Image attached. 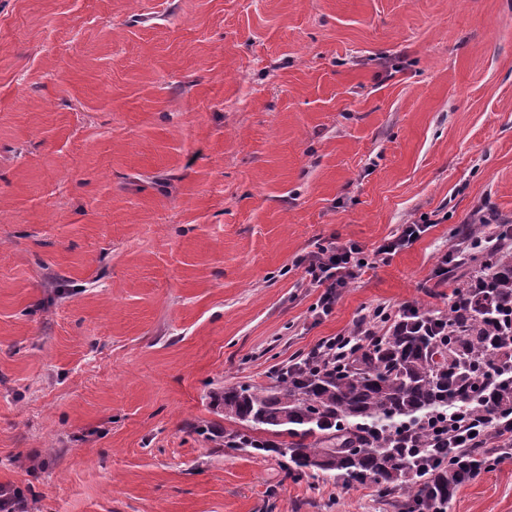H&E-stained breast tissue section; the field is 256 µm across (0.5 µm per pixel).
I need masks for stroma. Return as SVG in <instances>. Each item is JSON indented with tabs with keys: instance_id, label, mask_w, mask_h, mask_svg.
Wrapping results in <instances>:
<instances>
[{
	"instance_id": "stroma-1",
	"label": "stroma",
	"mask_w": 512,
	"mask_h": 512,
	"mask_svg": "<svg viewBox=\"0 0 512 512\" xmlns=\"http://www.w3.org/2000/svg\"><path fill=\"white\" fill-rule=\"evenodd\" d=\"M512 223V0H0V485L36 512H395L221 447L213 391ZM428 230L382 258L409 223ZM374 264L329 315L299 257ZM446 512H512V459Z\"/></svg>"
}]
</instances>
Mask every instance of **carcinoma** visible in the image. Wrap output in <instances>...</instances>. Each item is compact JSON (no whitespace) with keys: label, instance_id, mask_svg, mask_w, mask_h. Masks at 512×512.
<instances>
[{"label":"carcinoma","instance_id":"carcinoma-1","mask_svg":"<svg viewBox=\"0 0 512 512\" xmlns=\"http://www.w3.org/2000/svg\"><path fill=\"white\" fill-rule=\"evenodd\" d=\"M469 259L478 263L475 275L458 288L478 281L487 287L467 317L450 310L436 324L393 326L342 371L306 367L280 374L272 387L214 392L213 406L234 423L224 430L225 446L286 457L296 475L319 470L351 482L373 479L384 496H405L396 501L399 512H445L455 488L490 464V452L450 462L438 450V461L422 462L397 428L462 401L501 417L512 412V379L483 386L478 376L512 362V355L494 351L512 336L500 315L512 305V248H475ZM444 326L458 332L448 346L438 336ZM261 432L278 440H264Z\"/></svg>","mask_w":512,"mask_h":512}]
</instances>
